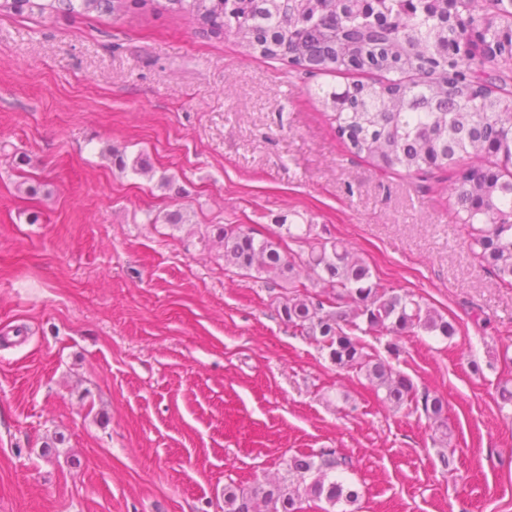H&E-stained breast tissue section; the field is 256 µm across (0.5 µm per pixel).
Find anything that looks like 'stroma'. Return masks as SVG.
I'll return each instance as SVG.
<instances>
[{"label": "stroma", "instance_id": "35a3bbf8", "mask_svg": "<svg viewBox=\"0 0 512 512\" xmlns=\"http://www.w3.org/2000/svg\"><path fill=\"white\" fill-rule=\"evenodd\" d=\"M335 82L159 10L0 16V512H224L225 486L324 450L353 512H512V288L447 183L348 152L314 93ZM282 217L456 323L363 337L445 401L446 443L282 321L287 289L201 240L210 224L270 236Z\"/></svg>", "mask_w": 512, "mask_h": 512}]
</instances>
